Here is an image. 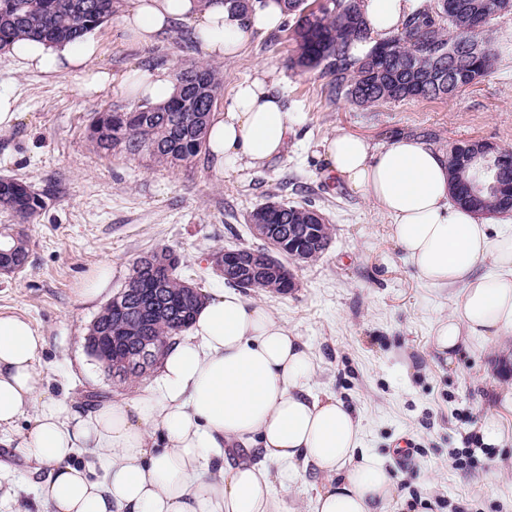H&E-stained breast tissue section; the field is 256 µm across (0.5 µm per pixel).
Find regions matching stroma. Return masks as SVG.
Here are the masks:
<instances>
[{"label": "stroma", "mask_w": 512, "mask_h": 512, "mask_svg": "<svg viewBox=\"0 0 512 512\" xmlns=\"http://www.w3.org/2000/svg\"><path fill=\"white\" fill-rule=\"evenodd\" d=\"M489 29L507 51L480 83L450 100L411 98L369 110L329 97L318 72L290 70L287 32L255 34L239 56L220 62L221 103L265 64L285 107L306 122L276 163L232 177L203 154L165 168L142 157L98 153L88 139L96 113L138 107L124 86L132 72L174 75L203 63L185 27L150 46L128 36L115 16L94 29L100 49L92 65L111 71L112 85L91 96L79 91L80 73L49 76L0 50V92L11 95L18 110L17 121L0 131V177L21 179L38 192L49 185L56 190L25 227L27 266L0 275V313L28 320L44 336L35 366L51 392L67 394L89 412L148 387L145 379L113 385L85 346L89 325L140 256L174 249L179 275L208 295L224 287L210 265L216 249L259 247L249 229L257 206L312 199L333 229L328 249L296 269L292 293L251 290L248 298L263 302L312 351V394L335 396L359 416L363 450L381 459L397 485L387 512H512V361L502 362L478 337L451 359L436 350L432 325L455 308L458 291L417 278L390 238L386 218L328 177L321 153L323 140L339 131L379 146L401 134L430 136L443 151L467 140L512 150V14L496 16ZM105 260L113 268L109 288L97 299H80L78 284ZM488 417L499 423L503 440L481 448L477 432ZM33 422L26 413L14 431ZM14 431H0V463L31 489L41 474L17 448Z\"/></svg>", "instance_id": "stroma-1"}]
</instances>
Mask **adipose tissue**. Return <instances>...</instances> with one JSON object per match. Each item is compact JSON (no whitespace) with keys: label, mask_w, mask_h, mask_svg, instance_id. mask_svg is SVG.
Instances as JSON below:
<instances>
[{"label":"adipose tissue","mask_w":512,"mask_h":512,"mask_svg":"<svg viewBox=\"0 0 512 512\" xmlns=\"http://www.w3.org/2000/svg\"><path fill=\"white\" fill-rule=\"evenodd\" d=\"M422 4L364 0L372 37L390 38ZM283 20L279 0H257L245 17L224 0H133L120 24L149 45L184 23L204 55L226 58L239 54L254 31L277 30ZM98 50L91 36L7 48L48 75L83 73L86 95L112 83L111 72L89 67ZM272 75L269 67L256 68L211 116L207 147L224 175L280 157L302 121L274 92ZM134 78L130 94L153 105L177 92L176 81L158 70ZM323 151L329 171L387 217L418 278L459 290L455 308L433 324L439 351L512 334V212L489 220L454 205L447 154L418 139L378 147L339 132ZM492 221L500 225L494 233ZM485 263L490 272H480ZM44 345L25 319L0 314V428L35 413L19 446L45 473L35 489L39 512H283L271 461L322 475L314 512H387L397 494L378 459L359 454L358 416L335 397L311 395V350L261 302L231 291L207 296L145 392L86 415L46 388L35 367ZM238 445L247 459L226 463Z\"/></svg>","instance_id":"ef3b65f1"}]
</instances>
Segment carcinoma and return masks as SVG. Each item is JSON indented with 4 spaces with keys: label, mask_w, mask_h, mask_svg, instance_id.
I'll use <instances>...</instances> for the list:
<instances>
[{
    "label": "carcinoma",
    "mask_w": 512,
    "mask_h": 512,
    "mask_svg": "<svg viewBox=\"0 0 512 512\" xmlns=\"http://www.w3.org/2000/svg\"><path fill=\"white\" fill-rule=\"evenodd\" d=\"M294 43L290 66L317 70L330 78V95L345 97L360 107L420 97L449 99L494 71L502 47L484 37L485 25L496 15L512 12V0H432L407 20L390 40L371 47L362 59L350 48L365 41L368 31L361 0H282ZM115 0H0V49L37 38L51 43L76 42L99 27L114 12ZM179 91L163 106L141 105L129 112H100L90 125L95 147L106 153L144 156L156 165L191 163L205 146L211 112L224 84V71L210 64H192L176 74ZM481 144L468 141L448 153V183L452 202L476 214L512 210V175L500 186L474 195L470 185L485 180L484 166L498 156H512L500 147L489 160H473ZM17 178H0V208L17 218L18 226L3 227L0 248L10 252L17 267L29 258L30 224L55 195L49 188L26 191ZM253 224L275 227L273 238L282 253L296 255L299 244L288 229L304 224L319 233L324 245L332 239L321 209L312 202L268 201L250 215ZM155 252L141 257L124 288L91 323L87 339L102 332L125 336L134 329L152 340L153 354L143 360L129 352L128 364L112 374L115 384L141 379L158 368L164 350L185 332L199 302L183 297L184 279L173 267L154 266ZM224 283L244 290L259 288L286 294L294 273L280 261L264 270L242 268L226 272Z\"/></svg>",
    "instance_id": "carcinoma-1"
}]
</instances>
